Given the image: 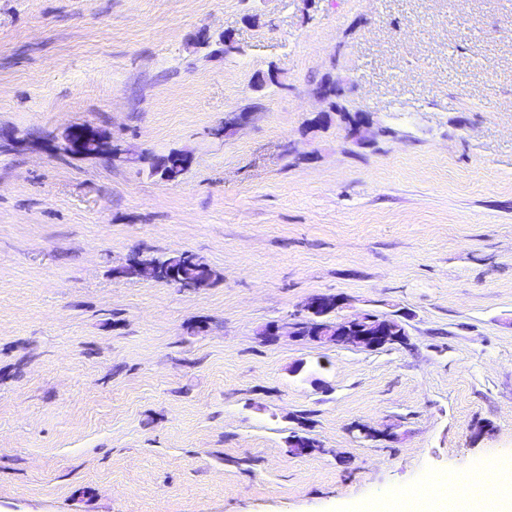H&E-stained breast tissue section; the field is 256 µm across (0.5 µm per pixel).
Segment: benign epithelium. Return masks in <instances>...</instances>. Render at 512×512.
<instances>
[{
  "instance_id": "1",
  "label": "benign epithelium",
  "mask_w": 512,
  "mask_h": 512,
  "mask_svg": "<svg viewBox=\"0 0 512 512\" xmlns=\"http://www.w3.org/2000/svg\"><path fill=\"white\" fill-rule=\"evenodd\" d=\"M254 115L253 110L225 113L224 133L247 125ZM61 139L63 150L78 157L85 155V145L90 141L100 145L107 143L103 135L77 127L64 130ZM170 265L172 268L164 275L150 260L133 258L126 265L114 269L113 273L119 279L144 281H159L165 277L173 285L191 288H203L211 282V274L206 265L187 253H173ZM341 305L342 298L339 296L315 294L302 304V318L299 321L268 325L260 332V337L265 341H274L285 334L336 348H361L368 351L407 345L406 329L387 317L361 313L341 320L333 319L332 312ZM352 431L361 441H377L393 436L389 426L377 429L356 425ZM320 448L322 445L319 442L306 435L293 434L288 439V452L292 455L311 454Z\"/></svg>"
}]
</instances>
